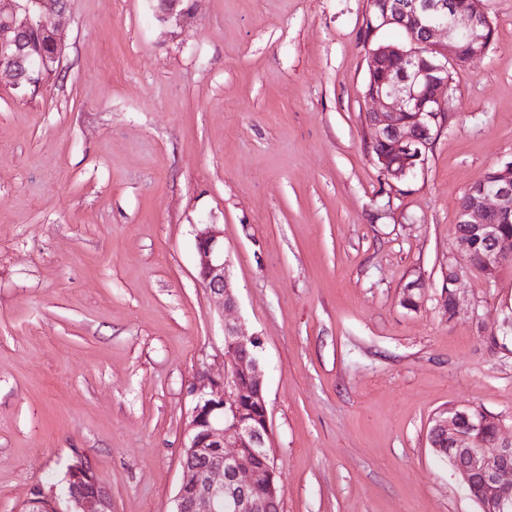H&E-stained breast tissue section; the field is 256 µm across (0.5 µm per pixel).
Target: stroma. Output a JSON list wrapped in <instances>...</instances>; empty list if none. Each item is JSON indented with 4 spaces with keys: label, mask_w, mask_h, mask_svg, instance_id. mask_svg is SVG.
<instances>
[{
    "label": "stroma",
    "mask_w": 512,
    "mask_h": 512,
    "mask_svg": "<svg viewBox=\"0 0 512 512\" xmlns=\"http://www.w3.org/2000/svg\"><path fill=\"white\" fill-rule=\"evenodd\" d=\"M69 0L57 72L0 86V512L77 459L112 512H171L191 390L225 321L264 341L281 512H480L429 442L478 407L512 438V262L444 302L459 202L512 159V0L393 191L366 149L369 0ZM238 296L218 314L195 227ZM414 286L416 306L403 302ZM195 234V248L200 282L226 309L237 307V297L231 282L229 262L224 255V232L216 224H199Z\"/></svg>",
    "instance_id": "obj_1"
}]
</instances>
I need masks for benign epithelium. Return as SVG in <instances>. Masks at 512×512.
<instances>
[{"mask_svg": "<svg viewBox=\"0 0 512 512\" xmlns=\"http://www.w3.org/2000/svg\"><path fill=\"white\" fill-rule=\"evenodd\" d=\"M66 0H0V83L23 93L38 88L33 74L58 70L65 33L57 18ZM379 25L402 32L399 43L380 41L368 48L365 98L369 144L378 146L381 172L390 186L405 182L425 167L427 153L444 127L446 103L453 88L448 77L458 64L484 56L492 41V22L484 0H382ZM53 33V56L33 61L24 34L30 28ZM457 253L471 260L480 254L487 277H496L512 257V161L490 167L459 205ZM195 248L200 282L222 309L237 307L224 232L200 224ZM259 335L237 323H224V347L231 366L223 377L193 391L182 479L174 512H280V493L271 457V431L264 396ZM431 445L447 450L455 477L479 504L481 512H512V441L486 436V420L468 409L440 415L430 430ZM264 464L254 465L252 457ZM112 512L109 489L92 465L70 467L61 495H36L26 512Z\"/></svg>", "mask_w": 512, "mask_h": 512, "instance_id": "1", "label": "benign epithelium"}]
</instances>
